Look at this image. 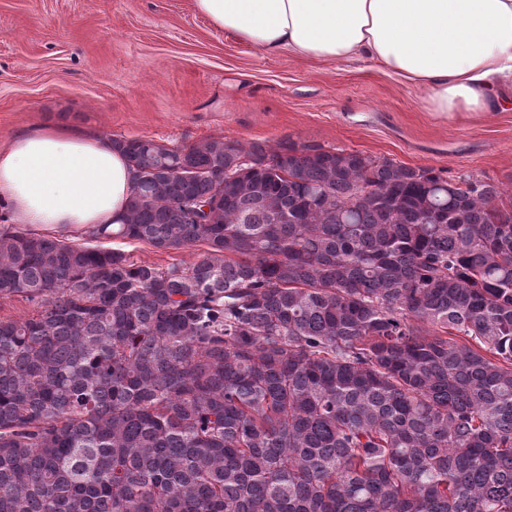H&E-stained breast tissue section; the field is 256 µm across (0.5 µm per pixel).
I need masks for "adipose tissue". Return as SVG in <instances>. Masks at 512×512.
I'll return each instance as SVG.
<instances>
[{
  "label": "adipose tissue",
  "instance_id": "ef3b65f1",
  "mask_svg": "<svg viewBox=\"0 0 512 512\" xmlns=\"http://www.w3.org/2000/svg\"><path fill=\"white\" fill-rule=\"evenodd\" d=\"M215 28L267 55L377 65L430 111L512 104V0H193ZM132 190L110 140L35 128L0 146L6 224L34 233L121 223Z\"/></svg>",
  "mask_w": 512,
  "mask_h": 512
}]
</instances>
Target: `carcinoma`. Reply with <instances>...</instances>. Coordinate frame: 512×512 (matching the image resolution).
I'll return each mask as SVG.
<instances>
[{
	"label": "carcinoma",
	"instance_id": "cac0c4a2",
	"mask_svg": "<svg viewBox=\"0 0 512 512\" xmlns=\"http://www.w3.org/2000/svg\"><path fill=\"white\" fill-rule=\"evenodd\" d=\"M93 240L0 230V512H512V216L357 152L114 138ZM204 201L209 212L196 203ZM105 246L124 251L131 260L166 268L173 264L189 265L203 254V246L193 245L179 250H162L137 241L113 239L102 243ZM37 311V305L17 295L0 298V321H14L29 318Z\"/></svg>",
	"mask_w": 512,
	"mask_h": 512
}]
</instances>
